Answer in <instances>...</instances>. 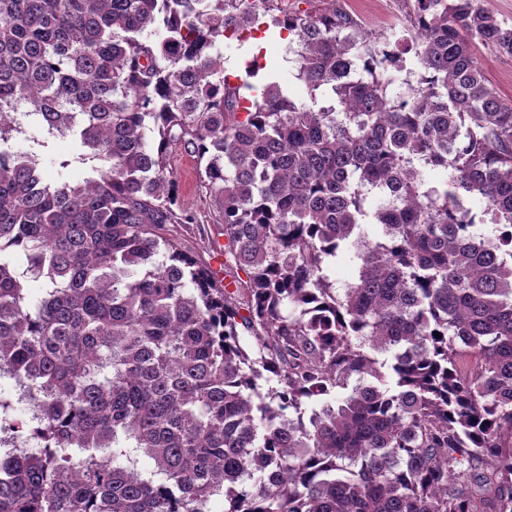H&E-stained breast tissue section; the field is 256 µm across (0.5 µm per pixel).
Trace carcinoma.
<instances>
[{
  "label": "carcinoma",
  "mask_w": 512,
  "mask_h": 512,
  "mask_svg": "<svg viewBox=\"0 0 512 512\" xmlns=\"http://www.w3.org/2000/svg\"><path fill=\"white\" fill-rule=\"evenodd\" d=\"M274 2L0 0V377L41 424L0 451V512H512V101L473 50L512 56V25L281 9L308 98L272 76L243 108L259 64L231 85L224 42ZM57 136L93 176L45 179ZM173 143L241 286L163 233L191 221ZM326 274L329 281L336 288H345L353 281L355 266L349 251L338 254L327 266Z\"/></svg>",
  "instance_id": "cac0c4a2"
}]
</instances>
